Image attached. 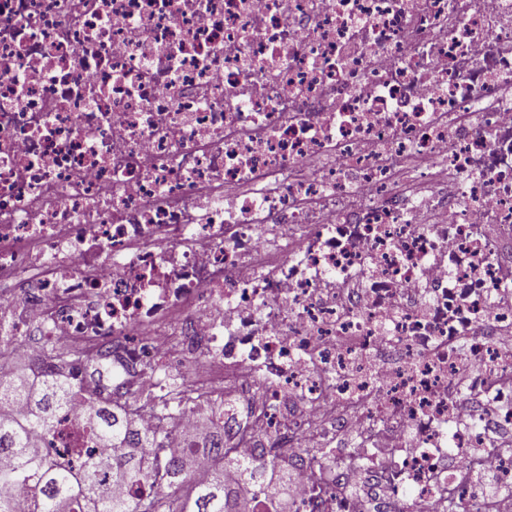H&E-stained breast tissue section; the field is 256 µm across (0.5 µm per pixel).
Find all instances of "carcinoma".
<instances>
[{"instance_id":"1","label":"carcinoma","mask_w":512,"mask_h":512,"mask_svg":"<svg viewBox=\"0 0 512 512\" xmlns=\"http://www.w3.org/2000/svg\"><path fill=\"white\" fill-rule=\"evenodd\" d=\"M76 359L57 352L48 361L30 364L43 371L34 385L25 373L0 376V455L10 467L0 469V512H15V494L31 497L32 512H239L235 489L227 482L228 464L249 476L252 483L264 484L266 473L246 460H236L224 446V421L209 422L185 456L169 455L165 448L170 426L183 410V383L165 376V390L147 400L120 396L116 403L87 402L86 434L99 441L100 452L81 458L69 466L54 456L33 452L35 437L51 431L59 413L73 397L71 373ZM28 402L26 414L11 412L13 401ZM151 406L158 428L141 430L135 411ZM211 457L209 479L192 480V455ZM131 486V498L112 495L113 484Z\"/></svg>"}]
</instances>
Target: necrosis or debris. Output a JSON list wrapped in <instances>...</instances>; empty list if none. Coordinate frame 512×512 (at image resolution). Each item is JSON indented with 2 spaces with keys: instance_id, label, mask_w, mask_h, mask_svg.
Wrapping results in <instances>:
<instances>
[{
  "instance_id": "1",
  "label": "necrosis or debris",
  "mask_w": 512,
  "mask_h": 512,
  "mask_svg": "<svg viewBox=\"0 0 512 512\" xmlns=\"http://www.w3.org/2000/svg\"><path fill=\"white\" fill-rule=\"evenodd\" d=\"M0 341L232 393L295 512L512 486V0H0Z\"/></svg>"
}]
</instances>
